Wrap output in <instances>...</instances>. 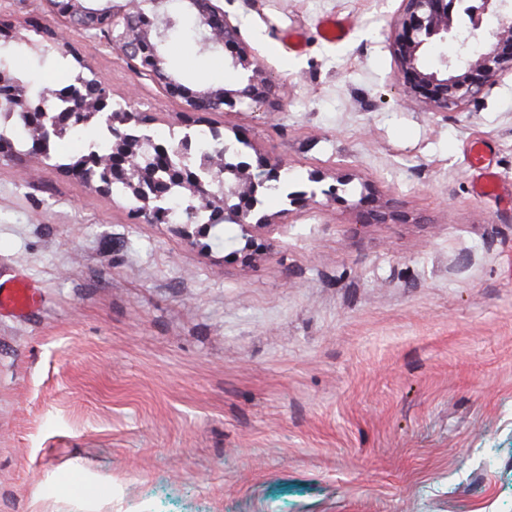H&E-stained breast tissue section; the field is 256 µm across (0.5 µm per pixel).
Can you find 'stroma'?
Instances as JSON below:
<instances>
[{
  "label": "stroma",
  "mask_w": 512,
  "mask_h": 512,
  "mask_svg": "<svg viewBox=\"0 0 512 512\" xmlns=\"http://www.w3.org/2000/svg\"><path fill=\"white\" fill-rule=\"evenodd\" d=\"M222 5L281 111L185 118L103 37L41 55L59 17L0 0L25 100L102 78L154 143L203 130L288 164L261 206L287 221L246 261L239 225L143 224L129 190L73 176L97 121L0 156V282L41 292L0 317V512H512V75L438 113L399 92L400 0ZM230 56L186 33L165 58L190 89H235ZM370 194L396 217L365 223Z\"/></svg>",
  "instance_id": "stroma-1"
}]
</instances>
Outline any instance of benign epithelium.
Listing matches in <instances>:
<instances>
[{
	"instance_id": "1",
	"label": "benign epithelium",
	"mask_w": 512,
	"mask_h": 512,
	"mask_svg": "<svg viewBox=\"0 0 512 512\" xmlns=\"http://www.w3.org/2000/svg\"><path fill=\"white\" fill-rule=\"evenodd\" d=\"M179 4L180 12L189 14L198 23L201 48L233 50L232 63L247 73L237 89L208 87L184 97L191 112H214L236 104L251 105L267 112L281 111L284 95L251 59L241 38L240 24L221 6L222 0H149L154 15L164 13V26L150 32L151 21L142 9L143 2L134 0L125 10L112 5V0H47V4L64 18L66 27L90 37L104 34L107 43L116 48L133 66H139L144 56L150 58L149 74L163 84L172 95L182 93L179 79L166 70L165 46L167 34L178 23V15L169 11V2ZM461 0H401L391 47L403 76L402 91L437 111L458 108L476 99L488 85L504 73L512 74V0H482L484 9H492L498 26L478 45L456 30L453 15ZM452 42L454 51L439 57L438 65L428 67L424 56L437 45ZM76 106L51 118L48 113L29 107L21 117L35 130V146H43L48 134L62 135L100 115L112 127V153L103 162L94 155L85 156L75 168L78 176L90 179L89 171L98 170L101 184L93 185L98 192L108 191L114 180L122 182L141 202L136 217L145 224L155 222L159 208L170 199L172 187L189 186L194 193L205 190L206 181L189 170L172 154L151 142L145 128L151 118L137 112H105L102 103L108 93L104 85L77 78L66 90ZM288 165L281 159L264 160L258 171L247 180L252 188H262L269 194L280 183ZM240 183L224 180L222 197L209 198L208 208L218 220L239 224L245 228L262 229L282 217V213L262 214L251 219L258 199L251 198L248 206L233 202L241 198Z\"/></svg>"
}]
</instances>
